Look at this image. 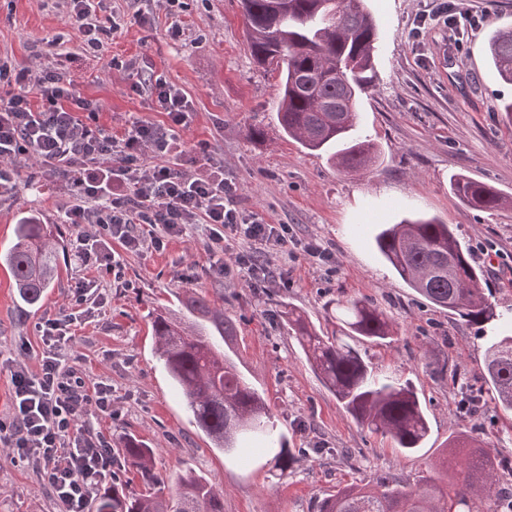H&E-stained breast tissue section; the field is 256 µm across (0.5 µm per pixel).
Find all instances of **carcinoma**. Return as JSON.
<instances>
[{
	"instance_id": "carcinoma-1",
	"label": "carcinoma",
	"mask_w": 512,
	"mask_h": 512,
	"mask_svg": "<svg viewBox=\"0 0 512 512\" xmlns=\"http://www.w3.org/2000/svg\"><path fill=\"white\" fill-rule=\"evenodd\" d=\"M248 44L256 63L280 71V101L276 112L281 132L310 151L338 150L331 155L340 171L360 172L375 161V147L355 135L356 105L375 88L373 58L377 28L365 0H241ZM489 52L499 75L512 83V26L491 38ZM451 192L465 205L492 210L504 205L498 191L459 176L449 180ZM12 247L0 255L13 277L18 296L28 308L37 307L55 284L58 266L50 245L48 225L28 216L15 226ZM385 260L417 294L446 308L468 325L496 316L479 283L481 271L450 225L436 218L404 219L387 224L375 236ZM182 315L152 317L156 353L185 398L197 426L216 446L230 451L241 437L252 436L277 447L273 467L285 471L295 456L284 435L275 434L270 408L252 388L223 345L237 336L236 324L206 296L192 291L181 299ZM288 324L313 370L346 411L370 432L388 436L407 453L422 447L429 431L425 408L412 386L373 373L359 350L350 344L364 339L381 345L392 336L386 314L365 299L336 300V324L319 332L304 314L285 312ZM479 376L493 400L512 411V329L487 337L486 359ZM469 453L455 462V476L444 484L419 479L406 490L382 477L369 490L344 489L323 499L318 512H485L482 501L509 495L496 485L497 468L512 473V463L493 461L483 449L468 443ZM124 466L142 490L120 486L101 491L95 512H224V495L202 476L180 477L175 500L163 496L164 479L156 470L154 449L130 439Z\"/></svg>"
}]
</instances>
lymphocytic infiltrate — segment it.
I'll use <instances>...</instances> for the list:
<instances>
[{
    "label": "lymphocytic infiltrate",
    "instance_id": "lymphocytic-infiltrate-1",
    "mask_svg": "<svg viewBox=\"0 0 512 512\" xmlns=\"http://www.w3.org/2000/svg\"><path fill=\"white\" fill-rule=\"evenodd\" d=\"M102 10L103 0H71V21L92 53L119 28L115 17ZM131 89L148 95L167 123L135 119L118 138L98 124L66 69L36 75L0 58V196L14 185L17 160L30 158L40 163L41 176L67 181L66 223L98 226V236L82 233L76 239L84 264L116 269L114 255L102 250L105 238L138 253L163 249L168 238L200 228L210 241L216 275L255 287L273 277L287 280L286 269H272L258 258L260 251L287 245V225L269 224L241 210L223 162L210 161L198 172L184 168L176 137L192 110L188 96L155 73ZM155 154L160 157L156 163L151 160ZM141 224L151 226L150 235L138 232ZM229 253L234 256L230 262L225 259ZM77 319L72 312L41 322L45 351L40 373L19 367L11 376L15 419L10 446L34 460L62 512H86L112 458L109 441L79 425L92 410L111 409L112 388L87 382L67 365L63 350L73 339L70 327Z\"/></svg>",
    "mask_w": 512,
    "mask_h": 512
}]
</instances>
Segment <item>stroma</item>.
I'll return each mask as SVG.
<instances>
[{"label":"stroma","mask_w":512,"mask_h":512,"mask_svg":"<svg viewBox=\"0 0 512 512\" xmlns=\"http://www.w3.org/2000/svg\"><path fill=\"white\" fill-rule=\"evenodd\" d=\"M479 25L459 34L442 24H421L433 0H367L379 34L376 86L357 103L358 132L374 143L378 159L366 171H338L324 152H311L280 132L276 120L279 75L258 66L247 43L240 0H180L183 29L168 31L162 5L153 24L122 22L99 54H82L71 25L70 0H0V57L33 72L66 66L82 98L98 107L101 125L122 134L132 119L165 124L146 96L131 89L156 71L193 102L179 132L184 149L209 142L238 185V202L270 224H284L286 252L268 254L287 268V285L253 288L210 269L209 242L201 231L170 238L163 250L131 253L116 248L122 278L107 268L73 260L79 233L95 226L64 223L63 182L30 180L20 159L14 190L0 199V251L14 238L21 217L37 216L64 244L59 275L39 309L20 307L9 269L0 264V426L10 427L11 372L38 374L44 349L43 319L78 306L70 364L92 382L112 388L110 411L82 419V429L102 435L120 453L125 438L148 443L168 493L179 474L193 469L224 493V512H316L318 503L346 486L372 487L392 477L412 487L422 475H442L440 462L453 436L475 439L496 459H512V412L496 405L477 378L487 337L512 318V119L500 112L512 84L490 64L488 40L512 25V0H465ZM262 131L253 139L251 129ZM462 174L492 185L509 206L481 211L462 205L448 187ZM423 214L451 224L498 318L483 326L460 324L447 309L417 294L378 254V224ZM317 241L331 260L321 263L301 249ZM91 278L98 298L76 302L73 285ZM202 293L225 308L238 328L232 357L265 393L278 429L297 461L273 469L260 443L225 452L200 431L154 353L149 312L178 309V293ZM366 298L394 325L390 344L361 343L376 372L410 380L426 409L430 432L422 448L401 451L370 433L346 411L314 373L284 313L296 308L317 328L332 331L338 297ZM446 361L448 375L435 371ZM482 392L477 414L461 410L460 385ZM0 512H60L32 460L0 446Z\"/></svg>","instance_id":"stroma-1"}]
</instances>
